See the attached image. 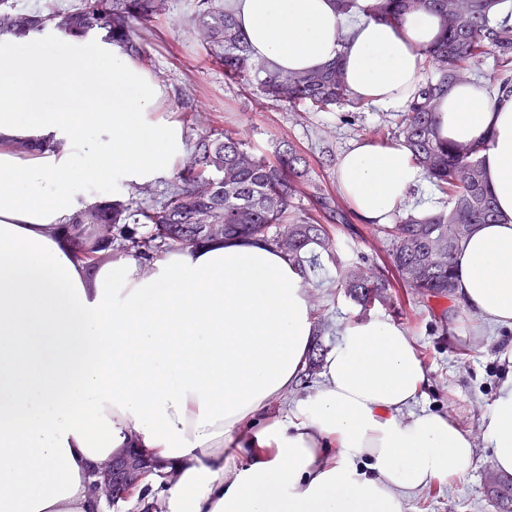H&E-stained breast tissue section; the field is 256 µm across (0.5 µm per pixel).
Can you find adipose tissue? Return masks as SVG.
<instances>
[{
	"label": "adipose tissue",
	"mask_w": 512,
	"mask_h": 512,
	"mask_svg": "<svg viewBox=\"0 0 512 512\" xmlns=\"http://www.w3.org/2000/svg\"><path fill=\"white\" fill-rule=\"evenodd\" d=\"M256 58L303 72L341 62L354 97L384 109L423 78L440 33L421 10L395 25L334 0H228ZM163 89L119 48L34 32L0 41V512H102V464L136 451L173 464L131 497L158 512H403L462 480L475 443L445 414L413 411L427 382L402 325L352 319L322 381L296 398L314 320L302 276L257 239L175 249L150 271L123 256L88 267L54 227L89 202L73 179L106 163L125 190L170 173L185 146ZM442 138L482 142L498 212L454 256V301L512 326V94L471 81L438 107ZM425 184L399 144L362 140L337 163L359 220L388 224ZM512 474V377L481 420Z\"/></svg>",
	"instance_id": "adipose-tissue-1"
}]
</instances>
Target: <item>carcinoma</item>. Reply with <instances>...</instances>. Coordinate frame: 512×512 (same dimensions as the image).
Instances as JSON below:
<instances>
[{"instance_id": "obj_1", "label": "carcinoma", "mask_w": 512, "mask_h": 512, "mask_svg": "<svg viewBox=\"0 0 512 512\" xmlns=\"http://www.w3.org/2000/svg\"><path fill=\"white\" fill-rule=\"evenodd\" d=\"M17 2L0 0V36L20 40L47 27L64 37L99 34L141 66L150 61L143 31L167 11V0H75L65 9L49 2L46 11L28 13L20 12ZM498 2L336 0L344 15L361 12L392 24L427 8L441 22L438 41L424 51L434 76L408 100L392 135L448 202L423 218L407 212L380 228L394 246L378 274H369L362 263L345 265L339 260L329 227L331 214L340 209L336 198L315 185L310 212H299L295 200L309 171L290 144L277 145L274 159L269 160L255 154L232 129H211L187 149L162 206H133L134 196L149 192L146 185L133 187L128 199L97 200L60 226L62 243L77 257L97 264L135 257L147 273L155 256L173 247L260 238L297 266L308 289L322 287L315 268L317 256H326L336 269V287L363 309L393 302L391 288L396 283L411 288L424 301L452 298L454 254L477 225L497 222V210L479 160L483 146L441 138L437 110L441 96L467 80V71L491 52L501 67L496 88L512 89V19L494 17ZM460 3L471 15L465 30L448 26V13ZM191 22L197 44L224 67V80L230 84H255L266 100L292 109L361 105L351 96L336 62L305 72H283L256 59L226 0H194ZM203 224H222L224 231L207 235L200 231ZM490 482L497 500L512 512V479L492 476Z\"/></svg>"}]
</instances>
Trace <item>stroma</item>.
<instances>
[{"mask_svg":"<svg viewBox=\"0 0 512 512\" xmlns=\"http://www.w3.org/2000/svg\"><path fill=\"white\" fill-rule=\"evenodd\" d=\"M192 0H172L169 19L153 23L148 51V68L163 86L166 96L162 110L167 118L182 120L181 99L194 100L204 110V127L243 130L254 153L271 156L275 143L285 139L306 158L313 181L325 192L338 195L336 162L353 142L380 139L394 128L399 109L364 105L354 110L333 107L319 111L302 106L300 111L266 101L256 86L226 84L224 69L214 63L196 44L188 19ZM343 263L361 259L370 262L386 258L390 242L377 225L352 221L335 224ZM393 307L377 305L368 310L336 288H316L311 292L315 320L327 321L331 331L323 336L324 348H333L344 320L379 317L406 327L415 336L428 371L417 406L450 418L479 436L481 417L492 405L501 383L512 375V326L488 329L478 318L463 310H450L447 327H440L433 313L450 309L449 300L426 304L406 288L398 289ZM490 452L476 448L474 469L460 481H449L416 494L404 512H500L485 482L491 471Z\"/></svg>","mask_w":512,"mask_h":512,"instance_id":"1","label":"stroma"}]
</instances>
